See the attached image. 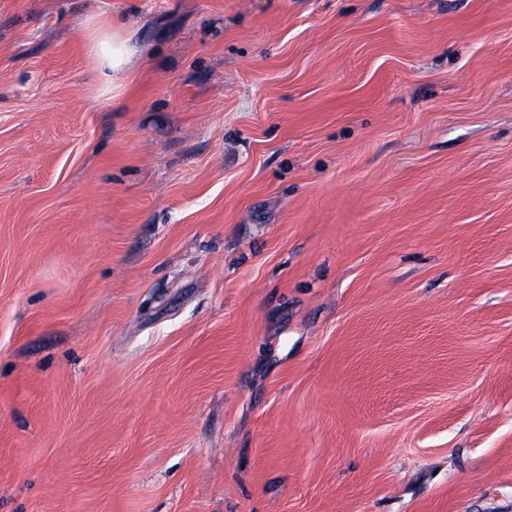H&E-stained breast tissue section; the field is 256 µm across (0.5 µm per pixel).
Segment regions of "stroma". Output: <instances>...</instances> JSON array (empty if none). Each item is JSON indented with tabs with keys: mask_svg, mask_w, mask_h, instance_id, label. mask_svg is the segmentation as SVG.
I'll return each mask as SVG.
<instances>
[{
	"mask_svg": "<svg viewBox=\"0 0 512 512\" xmlns=\"http://www.w3.org/2000/svg\"><path fill=\"white\" fill-rule=\"evenodd\" d=\"M0 512H512V0H0ZM85 35L101 96L111 106L120 104L141 55L135 32L122 21L97 15L88 20Z\"/></svg>",
	"mask_w": 512,
	"mask_h": 512,
	"instance_id": "1",
	"label": "stroma"
}]
</instances>
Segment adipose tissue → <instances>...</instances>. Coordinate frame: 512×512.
Wrapping results in <instances>:
<instances>
[{
  "label": "adipose tissue",
  "mask_w": 512,
  "mask_h": 512,
  "mask_svg": "<svg viewBox=\"0 0 512 512\" xmlns=\"http://www.w3.org/2000/svg\"><path fill=\"white\" fill-rule=\"evenodd\" d=\"M85 35L102 96L108 103H120L141 55L134 31L124 22L97 15L88 20Z\"/></svg>",
  "instance_id": "1"
}]
</instances>
